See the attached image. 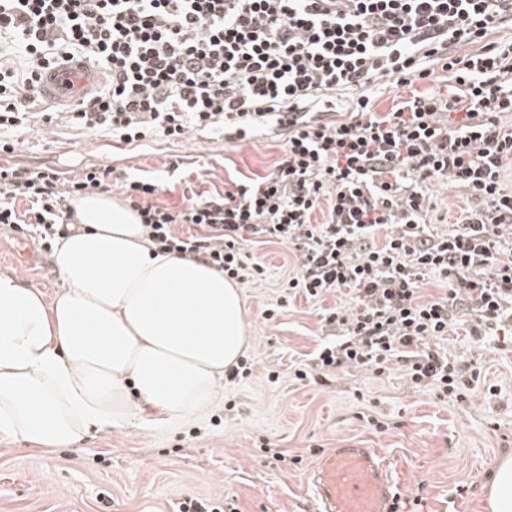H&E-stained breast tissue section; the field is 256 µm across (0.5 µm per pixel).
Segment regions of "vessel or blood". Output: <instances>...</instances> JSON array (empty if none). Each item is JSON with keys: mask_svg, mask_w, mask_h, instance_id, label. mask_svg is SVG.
I'll list each match as a JSON object with an SVG mask.
<instances>
[{"mask_svg": "<svg viewBox=\"0 0 512 512\" xmlns=\"http://www.w3.org/2000/svg\"><path fill=\"white\" fill-rule=\"evenodd\" d=\"M99 79L89 66H66L43 76L39 92L47 101L66 103L86 97ZM322 512H392L393 480L388 465L373 448H336L311 472Z\"/></svg>", "mask_w": 512, "mask_h": 512, "instance_id": "vessel-or-blood-1", "label": "vessel or blood"}]
</instances>
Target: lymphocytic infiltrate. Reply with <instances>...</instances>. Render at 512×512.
Returning <instances> with one entry per match:
<instances>
[{
  "label": "lymphocytic infiltrate",
  "mask_w": 512,
  "mask_h": 512,
  "mask_svg": "<svg viewBox=\"0 0 512 512\" xmlns=\"http://www.w3.org/2000/svg\"><path fill=\"white\" fill-rule=\"evenodd\" d=\"M506 24L512 0H0V128L29 122L38 76L75 62L104 78L58 117L89 134L129 145L219 127L234 143L274 128L285 146L272 172L181 210L152 204L154 180L124 182L148 242L239 283L264 274L244 234L291 247L290 294L349 298L325 309L339 338L297 380L314 370L324 384L347 366L381 373L398 361L415 386L463 402L481 371L437 341L460 321L478 342L512 326V190L503 183L512 130L500 124L512 114V40L493 38ZM436 65L454 76L449 94L373 112L370 84L408 86ZM338 90L359 93L341 120L328 103ZM112 173L92 165L66 179L49 166H1L0 224L67 237L73 199L111 191ZM436 180L474 205L433 233ZM179 224L194 234L176 233ZM430 277L444 292L425 300Z\"/></svg>",
  "instance_id": "obj_1"
}]
</instances>
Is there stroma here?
I'll return each instance as SVG.
<instances>
[{"label":"stroma","mask_w":512,"mask_h":512,"mask_svg":"<svg viewBox=\"0 0 512 512\" xmlns=\"http://www.w3.org/2000/svg\"><path fill=\"white\" fill-rule=\"evenodd\" d=\"M453 84L451 73L438 68L412 89L374 82L369 95L382 115L412 91L444 93ZM0 138L15 147L0 152L2 167L46 164L69 179L89 166L109 165L155 180L154 203L174 208L267 175L283 148L282 138L267 130L237 144L205 129L174 143L126 145L63 124L2 129ZM430 191L431 220L440 230L472 204L442 180ZM245 248L265 268L261 281L240 286L250 373L225 379L223 402L195 420L169 422L138 407L130 424L91 431L67 448L22 450L0 435V512H177L188 498L238 512H319L312 467L323 452L346 446L381 453L403 512H488L489 475L501 457L512 455V335L477 343L466 324L453 327L444 343L449 356L480 366L487 382L464 403H444L414 388L398 365L380 375L351 367L326 385L299 381L295 366L310 362L329 340L321 310L347 298L331 292L316 301L300 294L282 300L280 285L296 266L292 251L252 240ZM45 255L28 232L0 229V272L18 273L50 298L62 281L56 268L41 265ZM273 304L280 310L269 321L263 310ZM492 387L497 395H489ZM371 415L391 422V429L375 430L367 422ZM265 440L284 450V461L265 458Z\"/></svg>","instance_id":"35a3bbf8"}]
</instances>
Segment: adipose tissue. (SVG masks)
I'll return each mask as SVG.
<instances>
[{
  "label": "adipose tissue",
  "mask_w": 512,
  "mask_h": 512,
  "mask_svg": "<svg viewBox=\"0 0 512 512\" xmlns=\"http://www.w3.org/2000/svg\"><path fill=\"white\" fill-rule=\"evenodd\" d=\"M53 298L0 273V434L33 448L128 423L139 399L169 420L207 414L249 344L239 286L154 254L122 200H75Z\"/></svg>",
  "instance_id": "ef3b65f1"
}]
</instances>
